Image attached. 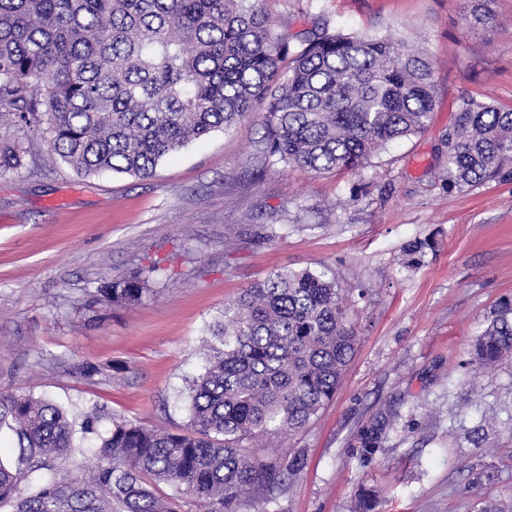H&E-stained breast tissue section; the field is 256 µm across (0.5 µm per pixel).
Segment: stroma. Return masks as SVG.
<instances>
[{"mask_svg":"<svg viewBox=\"0 0 512 512\" xmlns=\"http://www.w3.org/2000/svg\"><path fill=\"white\" fill-rule=\"evenodd\" d=\"M276 32L388 35L433 62L429 128L354 173L274 166L255 179L261 111L161 161L152 177L84 178L63 164L0 176V390L98 407L147 426L187 422L179 392L204 363L206 327L276 268L332 269L358 336L334 399L303 432L304 470L250 512H512V362L464 373L477 334L512 298V180L444 185V135L469 98L512 106V0L467 25L470 0H259ZM276 238H269V230ZM430 238L420 265L404 246ZM138 277L137 303L101 301ZM103 373L88 380L83 363ZM396 413L383 448L354 437Z\"/></svg>","mask_w":512,"mask_h":512,"instance_id":"1","label":"stroma"}]
</instances>
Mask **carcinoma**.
I'll list each match as a JSON object with an SVG mask.
<instances>
[{
    "mask_svg": "<svg viewBox=\"0 0 512 512\" xmlns=\"http://www.w3.org/2000/svg\"><path fill=\"white\" fill-rule=\"evenodd\" d=\"M247 0H0V175L18 169L22 137L90 177L138 178L189 142L263 107L261 164L314 174L355 173L394 141L424 132L436 105L429 57L390 36L331 32L292 37ZM448 187L512 179V107L468 100L453 117ZM429 239L407 245L420 264ZM136 278L112 281L107 302L141 301ZM203 371L185 379L180 432L98 408L76 423L29 393L0 391V425L16 456L0 464V506L11 512H245L276 501L305 466V449L249 448L303 431L333 399L357 349L334 272L279 268L224 305L209 324ZM512 359V302L500 304L466 362ZM393 415L377 412L354 437L383 447ZM98 466L71 472L83 442ZM37 472L50 475L31 495ZM164 484L170 492L163 493Z\"/></svg>",
    "mask_w": 512,
    "mask_h": 512,
    "instance_id": "1",
    "label": "carcinoma"
}]
</instances>
